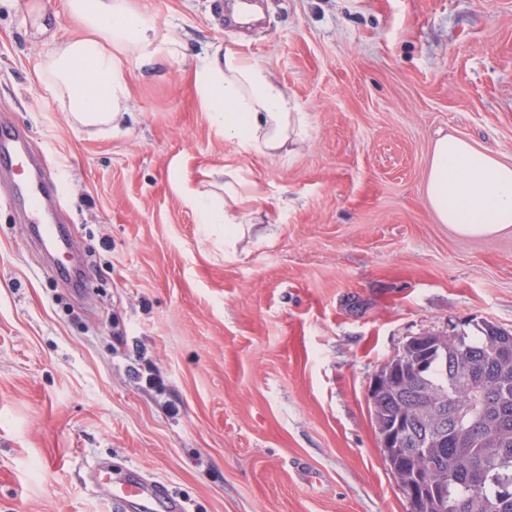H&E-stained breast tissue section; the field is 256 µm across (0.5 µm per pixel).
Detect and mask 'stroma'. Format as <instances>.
<instances>
[{
	"label": "stroma",
	"mask_w": 512,
	"mask_h": 512,
	"mask_svg": "<svg viewBox=\"0 0 512 512\" xmlns=\"http://www.w3.org/2000/svg\"><path fill=\"white\" fill-rule=\"evenodd\" d=\"M145 0L185 58L130 65L122 131L75 125L37 67L78 34L48 0H0V113L58 164L65 276L0 172V512H112L83 481L142 469L188 512H408L367 390L413 336L512 329V231L461 236L425 196L431 145L512 157V0ZM231 44L306 112L289 158L248 153L202 112L193 72ZM256 182L244 233L202 229L175 182ZM160 378L147 385V373ZM322 476L306 486L296 466ZM26 17L30 23L33 35H47L52 18L49 16V8L43 0H29L25 4Z\"/></svg>",
	"instance_id": "35a3bbf8"
}]
</instances>
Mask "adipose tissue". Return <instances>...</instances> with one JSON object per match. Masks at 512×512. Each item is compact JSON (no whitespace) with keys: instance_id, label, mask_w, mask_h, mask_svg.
<instances>
[{"instance_id":"obj_1","label":"adipose tissue","mask_w":512,"mask_h":512,"mask_svg":"<svg viewBox=\"0 0 512 512\" xmlns=\"http://www.w3.org/2000/svg\"><path fill=\"white\" fill-rule=\"evenodd\" d=\"M82 32L40 64V81L72 121L117 130L131 101L127 68L134 62L181 63L174 29L140 0H67ZM199 105L218 134L267 158L292 154L308 135L307 116L269 70L235 47L215 46L194 71ZM198 223L224 227V245L241 233L213 191L177 184ZM425 195L439 223L463 236H492L512 228V160L490 155L469 139L446 135L433 144Z\"/></svg>"}]
</instances>
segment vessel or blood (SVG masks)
<instances>
[{"label":"vessel or blood","mask_w":512,"mask_h":512,"mask_svg":"<svg viewBox=\"0 0 512 512\" xmlns=\"http://www.w3.org/2000/svg\"><path fill=\"white\" fill-rule=\"evenodd\" d=\"M52 162L47 154L35 153L27 136L18 131L8 114H0V168L13 177V193L32 219L44 217L52 208L44 177ZM89 484L105 498L113 512H183V505L160 481L131 473L116 481L103 469L90 474Z\"/></svg>","instance_id":"vessel-or-blood-1"}]
</instances>
